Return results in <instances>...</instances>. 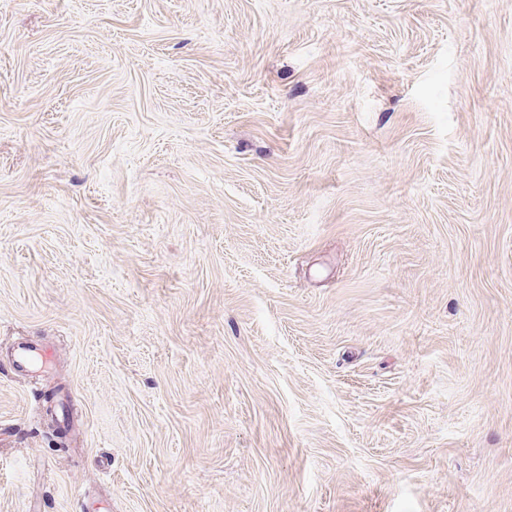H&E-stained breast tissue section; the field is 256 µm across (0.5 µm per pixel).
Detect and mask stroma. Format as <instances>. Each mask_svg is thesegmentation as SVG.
Here are the masks:
<instances>
[{
  "instance_id": "obj_1",
  "label": "stroma",
  "mask_w": 512,
  "mask_h": 512,
  "mask_svg": "<svg viewBox=\"0 0 512 512\" xmlns=\"http://www.w3.org/2000/svg\"><path fill=\"white\" fill-rule=\"evenodd\" d=\"M85 493L512 512V0H0V512ZM55 351L51 347L18 342L14 345L10 358L11 371L17 377H32L35 362H51Z\"/></svg>"
}]
</instances>
